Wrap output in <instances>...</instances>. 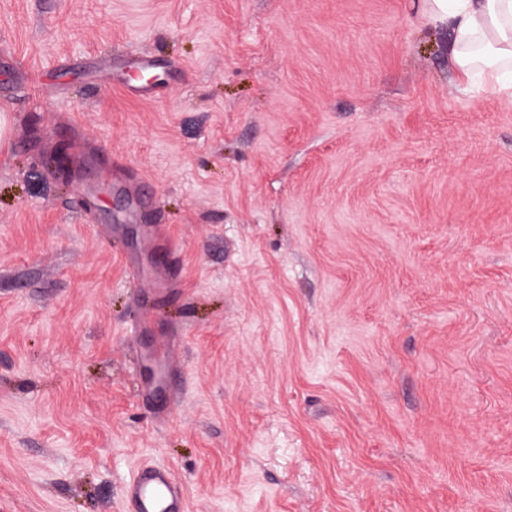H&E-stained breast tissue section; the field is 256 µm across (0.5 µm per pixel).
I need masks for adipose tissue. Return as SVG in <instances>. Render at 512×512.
Returning <instances> with one entry per match:
<instances>
[{
  "label": "adipose tissue",
  "instance_id": "adipose-tissue-1",
  "mask_svg": "<svg viewBox=\"0 0 512 512\" xmlns=\"http://www.w3.org/2000/svg\"><path fill=\"white\" fill-rule=\"evenodd\" d=\"M421 13L447 26L448 56L459 81L499 86L512 77V0H421Z\"/></svg>",
  "mask_w": 512,
  "mask_h": 512
}]
</instances>
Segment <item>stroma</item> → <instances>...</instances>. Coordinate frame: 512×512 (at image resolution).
Returning <instances> with one entry per match:
<instances>
[{"instance_id":"obj_1","label":"stroma","mask_w":512,"mask_h":512,"mask_svg":"<svg viewBox=\"0 0 512 512\" xmlns=\"http://www.w3.org/2000/svg\"><path fill=\"white\" fill-rule=\"evenodd\" d=\"M0 115V512H512V99L413 0H0ZM124 499L131 512H187L186 491L161 463H142L127 482Z\"/></svg>"}]
</instances>
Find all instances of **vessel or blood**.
Wrapping results in <instances>:
<instances>
[{"mask_svg": "<svg viewBox=\"0 0 512 512\" xmlns=\"http://www.w3.org/2000/svg\"><path fill=\"white\" fill-rule=\"evenodd\" d=\"M124 499L131 512H187L186 491L161 463H142L127 482Z\"/></svg>", "mask_w": 512, "mask_h": 512, "instance_id": "vessel-or-blood-1", "label": "vessel or blood"}]
</instances>
